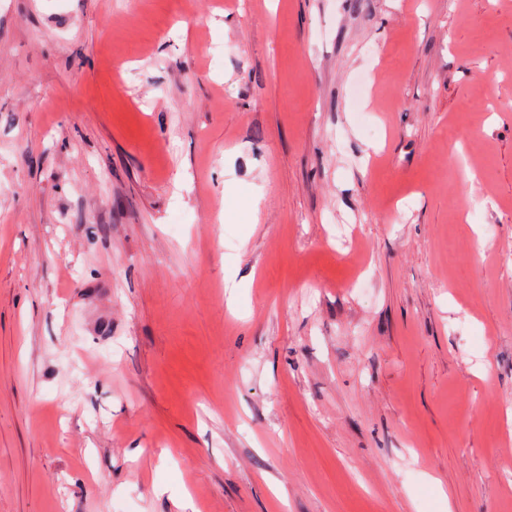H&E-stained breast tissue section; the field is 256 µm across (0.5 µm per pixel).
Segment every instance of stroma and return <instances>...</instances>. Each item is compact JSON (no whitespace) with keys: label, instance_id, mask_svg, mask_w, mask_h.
I'll use <instances>...</instances> for the list:
<instances>
[{"label":"stroma","instance_id":"1","mask_svg":"<svg viewBox=\"0 0 512 512\" xmlns=\"http://www.w3.org/2000/svg\"><path fill=\"white\" fill-rule=\"evenodd\" d=\"M506 266L512 0H0V512H512Z\"/></svg>","mask_w":512,"mask_h":512}]
</instances>
